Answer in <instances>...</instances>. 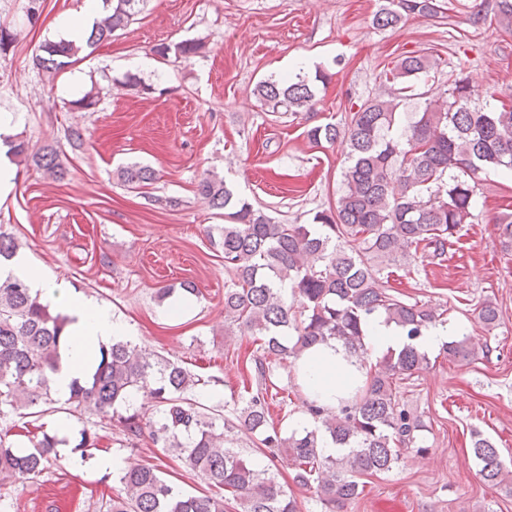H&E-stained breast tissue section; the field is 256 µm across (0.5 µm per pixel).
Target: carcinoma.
<instances>
[{
    "mask_svg": "<svg viewBox=\"0 0 512 512\" xmlns=\"http://www.w3.org/2000/svg\"><path fill=\"white\" fill-rule=\"evenodd\" d=\"M140 0H103V10L88 41L98 45L134 20ZM436 0H389L374 18L379 28L396 25L402 14L435 17ZM203 45L180 42L169 51L189 58ZM83 47L70 41L42 45L37 64L49 73L79 60ZM429 59L402 57L386 71L399 85L391 100L367 99L343 126L316 125L307 130L311 143L348 146L345 189L336 210L321 211L314 224H279L236 196L224 179L206 173L197 192L214 209L224 210L220 245L229 280L224 283V317L255 336L261 354L254 361L256 389L239 411L245 430L261 436L269 456L283 449L292 461L294 481L312 486L323 512H340L364 491L362 477L390 471L402 451L414 444L422 428L400 404L401 385L430 364L414 341L430 327L447 322V310L391 289L390 267H409L417 254L447 261L448 248L472 223L477 194L475 174L500 168L512 174V103L489 108L471 105L473 87L454 79L438 96L412 92L411 78L428 73ZM314 77L297 73L288 79L267 77L257 85L259 102L274 118L300 112L316 100ZM58 178L56 154L34 158ZM119 175L136 189L155 179L137 163ZM502 251L512 253V214L495 219ZM474 312L486 326L500 319L498 304L485 300ZM382 316L407 336L397 354H384L366 372V383L336 411L317 401L306 409L319 425L283 438L271 423L268 382L275 368L293 364L316 344L363 347L370 320ZM70 319L53 312L39 295L17 279L0 280V479L26 482L39 478L57 460L62 443L38 420L53 409V375L67 341ZM448 360L462 362L474 354L471 338H456L442 347ZM200 378L173 362L158 359L126 340L102 346L91 368L70 386L65 404L97 417L101 428L115 427L135 448L143 437L171 448L186 471L217 489L211 495H186L168 484L152 466L138 465L118 474L122 492L103 496L98 512H298L297 501L283 489L269 464L254 463L224 445V428L192 398ZM148 401L136 407L135 392ZM34 427L29 445L10 440L16 426ZM342 446L336 455L320 450L325 437ZM100 436L83 429L75 449L91 455ZM472 455L485 481L505 482V467L496 445L472 434Z\"/></svg>",
    "mask_w": 512,
    "mask_h": 512,
    "instance_id": "obj_1",
    "label": "carcinoma"
}]
</instances>
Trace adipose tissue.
Wrapping results in <instances>:
<instances>
[{"instance_id": "adipose-tissue-1", "label": "adipose tissue", "mask_w": 512, "mask_h": 512, "mask_svg": "<svg viewBox=\"0 0 512 512\" xmlns=\"http://www.w3.org/2000/svg\"><path fill=\"white\" fill-rule=\"evenodd\" d=\"M8 276L22 280L41 297L54 300L69 316L68 341L61 351V368L55 376L57 394L68 395L72 380L85 372L92 353L100 346L125 338L126 324L116 319L109 307L65 293L55 276L35 268L24 253H17L0 265V277ZM406 342L399 328L377 317L369 322L364 347L357 355L347 354L336 344L310 348L296 363L305 398L337 408L341 400L364 384L366 367L371 361L399 351Z\"/></svg>"}]
</instances>
